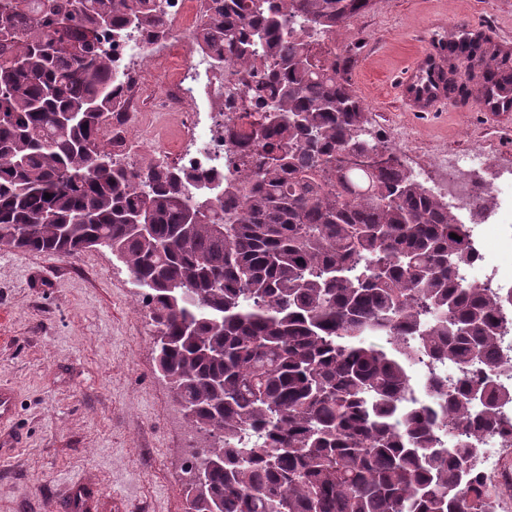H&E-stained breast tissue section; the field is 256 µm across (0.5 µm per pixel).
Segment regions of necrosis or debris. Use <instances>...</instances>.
Here are the masks:
<instances>
[{"label":"necrosis or debris","mask_w":512,"mask_h":512,"mask_svg":"<svg viewBox=\"0 0 512 512\" xmlns=\"http://www.w3.org/2000/svg\"><path fill=\"white\" fill-rule=\"evenodd\" d=\"M151 62L161 78V88L146 96L143 62ZM112 68L118 75L119 95L126 111L113 115L109 130L117 144V159H132L141 141H148L160 158L175 157L178 166L202 174H220L232 179L244 156L252 154L250 144L238 132L245 118L242 112L215 110L225 95V76L215 72L210 58L191 44L143 37L112 46ZM137 119V136H130V119ZM439 193L460 213L471 210L472 187L458 165L439 160ZM498 205L481 223L476 238L473 278L477 283L512 284V170L496 173L486 184ZM512 454L502 435H494L481 454L479 473L492 489L497 512L512 500V466L504 458Z\"/></svg>","instance_id":"4bbe7bcc"}]
</instances>
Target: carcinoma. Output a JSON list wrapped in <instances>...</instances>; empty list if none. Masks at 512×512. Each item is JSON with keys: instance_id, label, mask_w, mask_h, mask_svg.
I'll return each mask as SVG.
<instances>
[{"instance_id": "carcinoma-1", "label": "carcinoma", "mask_w": 512, "mask_h": 512, "mask_svg": "<svg viewBox=\"0 0 512 512\" xmlns=\"http://www.w3.org/2000/svg\"><path fill=\"white\" fill-rule=\"evenodd\" d=\"M369 5L209 0L196 45L234 67L227 104L263 113L241 132L258 163L200 195L158 158L96 165L120 99L110 44L169 35L156 0H0V244L106 248L144 291L156 374L209 436L182 467L187 512H493L474 458L512 402L494 380L512 289L468 279L471 227L357 136L349 57L313 52ZM447 48L449 95H512L511 52L479 32ZM473 203L482 217L484 185ZM415 360L459 375L408 408Z\"/></svg>"}]
</instances>
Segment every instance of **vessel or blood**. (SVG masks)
Masks as SVG:
<instances>
[{"label":"vessel or blood","instance_id":"b4317fda","mask_svg":"<svg viewBox=\"0 0 512 512\" xmlns=\"http://www.w3.org/2000/svg\"><path fill=\"white\" fill-rule=\"evenodd\" d=\"M445 71L446 59L440 56L437 44L421 45L410 63L401 70L394 90L409 111H435L447 100Z\"/></svg>","mask_w":512,"mask_h":512}]
</instances>
